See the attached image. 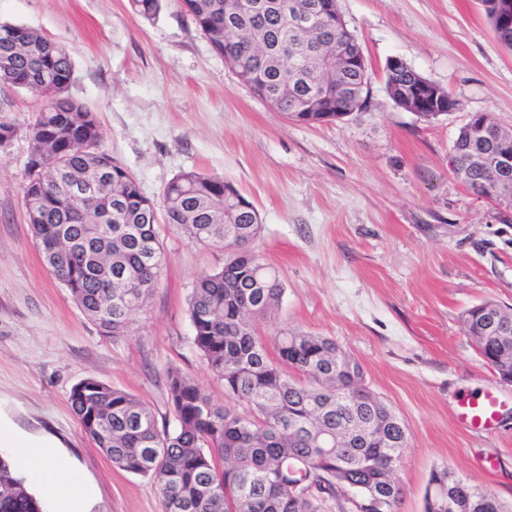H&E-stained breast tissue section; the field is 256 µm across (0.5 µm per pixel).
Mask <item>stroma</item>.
Here are the masks:
<instances>
[{"mask_svg": "<svg viewBox=\"0 0 512 512\" xmlns=\"http://www.w3.org/2000/svg\"><path fill=\"white\" fill-rule=\"evenodd\" d=\"M367 62L366 111L321 125L275 112L212 48L182 0L156 19L129 0H0V22L71 50L69 94L96 114L102 146L163 209V192L194 171L230 181L258 210L250 245L284 284L260 322L326 336L408 429L399 512H423L433 470L448 468L512 512V385L479 355L463 314L491 300L512 308V224L448 168L473 113L512 128V48L497 42L479 0H338ZM397 57L446 89L455 110L408 112L386 91ZM41 97L0 87V424L56 439L93 491L92 512H162L150 478L122 470L84 433L68 401L92 378L131 393L171 423L167 372L191 376L215 404L224 386L193 347L188 299L221 248L158 226V286L127 333H103L46 269L23 185ZM494 389L500 425L464 428L457 402Z\"/></svg>", "mask_w": 512, "mask_h": 512, "instance_id": "stroma-1", "label": "stroma"}]
</instances>
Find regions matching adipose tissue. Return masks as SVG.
I'll list each match as a JSON object with an SVG mask.
<instances>
[{"instance_id":"obj_1","label":"adipose tissue","mask_w":512,"mask_h":512,"mask_svg":"<svg viewBox=\"0 0 512 512\" xmlns=\"http://www.w3.org/2000/svg\"><path fill=\"white\" fill-rule=\"evenodd\" d=\"M2 444L15 449V464L28 484L49 488L51 512H88L89 492L82 477L53 443L33 441L0 427Z\"/></svg>"}]
</instances>
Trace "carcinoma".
<instances>
[{"mask_svg": "<svg viewBox=\"0 0 512 512\" xmlns=\"http://www.w3.org/2000/svg\"><path fill=\"white\" fill-rule=\"evenodd\" d=\"M331 10L320 14L318 4ZM187 13L238 80L284 117L301 120L308 105L336 120V102L357 92L369 99L367 72L330 69L319 76L352 35L336 26V0H183ZM151 20L161 0H131ZM421 74L410 66L386 74L396 105ZM73 79L66 48L23 26L0 24V84L43 99L30 129L24 197L34 237L53 274L80 310L102 330L123 335L131 314L158 285L161 243L154 203L138 181L101 148L96 120L77 117L68 95ZM460 127L450 155L454 176L480 195L496 176L476 161ZM59 156L67 169L32 183V169ZM99 184L97 199H77L71 179ZM167 223L194 242L229 250L224 267L200 276L189 296L192 344L224 383L220 406L190 376L168 373V402L175 426L160 427L134 395L95 379L70 394L85 433L112 463L149 477L163 512H331L354 508L340 495H383L397 512L402 489L396 476L404 421L379 397L365 393L360 365L336 342L282 330L270 351L258 322L284 294L279 276L249 249L261 224L256 208L229 181L196 172L177 175L164 190ZM261 271L262 287L252 273ZM483 360L512 374V335L474 337ZM460 495L470 486L446 469L431 474ZM299 484V497L288 492ZM0 512H46L13 464L0 457Z\"/></svg>", "mask_w": 512, "mask_h": 512, "instance_id": "1", "label": "carcinoma"}]
</instances>
